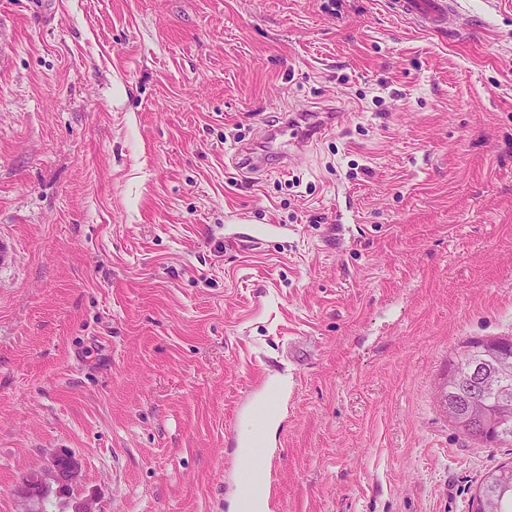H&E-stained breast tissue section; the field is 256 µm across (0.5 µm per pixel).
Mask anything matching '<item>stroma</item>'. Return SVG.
Listing matches in <instances>:
<instances>
[{"label": "stroma", "instance_id": "35a3bbf8", "mask_svg": "<svg viewBox=\"0 0 512 512\" xmlns=\"http://www.w3.org/2000/svg\"><path fill=\"white\" fill-rule=\"evenodd\" d=\"M462 8L0 0V512L59 449L98 512H238L265 384L268 512H469L512 447L437 389L512 336V0ZM393 12L415 21L436 33L469 30L458 25L461 3L458 0H388ZM303 112L310 111H302V113H284L282 117L281 123L278 125V129L280 132L285 133L289 132L293 133L299 124L304 123L309 126V131L313 134H317L321 129H323L328 123L323 121V118L320 114H308Z\"/></svg>", "mask_w": 512, "mask_h": 512}]
</instances>
